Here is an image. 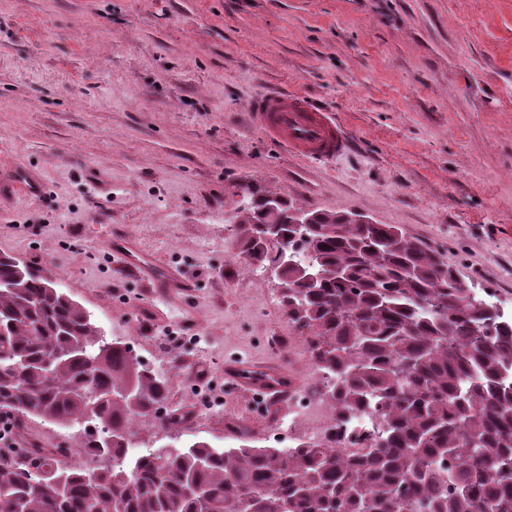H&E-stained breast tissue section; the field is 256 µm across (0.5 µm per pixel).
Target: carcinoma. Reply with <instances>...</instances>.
Returning <instances> with one entry per match:
<instances>
[{"label":"carcinoma","instance_id":"1","mask_svg":"<svg viewBox=\"0 0 512 512\" xmlns=\"http://www.w3.org/2000/svg\"><path fill=\"white\" fill-rule=\"evenodd\" d=\"M241 257L273 271L340 417L375 429L358 448L283 450L248 441L118 454L170 379L107 341L77 301L37 268L0 256V410L79 428L110 461L77 471L54 454L35 470L0 464V512H512V319L459 286L440 252L396 224L286 199L277 240L257 237L263 197L246 193ZM314 246L313 288L283 253Z\"/></svg>","mask_w":512,"mask_h":512}]
</instances>
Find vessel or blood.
<instances>
[{
	"mask_svg": "<svg viewBox=\"0 0 512 512\" xmlns=\"http://www.w3.org/2000/svg\"><path fill=\"white\" fill-rule=\"evenodd\" d=\"M254 125L289 153L318 162H331L344 156L350 139L340 122L325 109L303 97L288 92H266L250 105ZM114 253L123 259V268L156 286L168 285L173 272L154 264L139 251L122 242H114ZM224 376L240 392L266 395L268 403H284L291 399L299 385L291 374L271 366H253L231 362Z\"/></svg>",
	"mask_w": 512,
	"mask_h": 512,
	"instance_id": "obj_1",
	"label": "vessel or blood"
}]
</instances>
